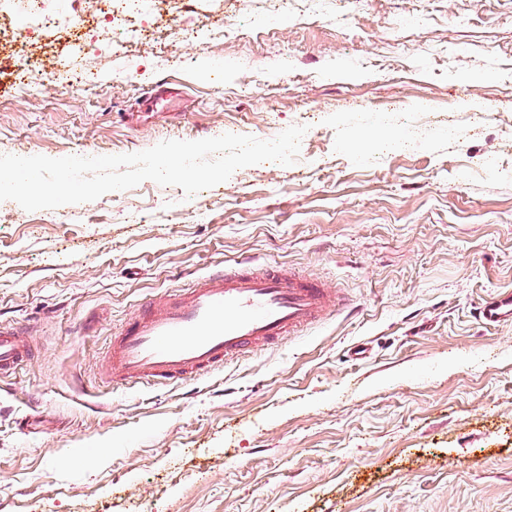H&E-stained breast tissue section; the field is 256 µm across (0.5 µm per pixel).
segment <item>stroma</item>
<instances>
[{"instance_id":"35a3bbf8","label":"stroma","mask_w":512,"mask_h":512,"mask_svg":"<svg viewBox=\"0 0 512 512\" xmlns=\"http://www.w3.org/2000/svg\"><path fill=\"white\" fill-rule=\"evenodd\" d=\"M137 42L89 54L81 96L0 76V154L140 152L306 126L292 165L194 196L146 180L29 212L0 202V321L36 357L0 378V512H512V0H336L223 36L267 0H148ZM198 33L185 42L181 29ZM0 54L50 70L74 29ZM249 258L354 309L186 383L117 384L114 333L146 298ZM366 345L352 359L350 346ZM45 421L17 422L31 408ZM478 319L487 326L512 324V292L501 291L477 306Z\"/></svg>"}]
</instances>
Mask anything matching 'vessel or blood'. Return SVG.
<instances>
[{
	"label": "vessel or blood",
	"mask_w": 512,
	"mask_h": 512,
	"mask_svg": "<svg viewBox=\"0 0 512 512\" xmlns=\"http://www.w3.org/2000/svg\"><path fill=\"white\" fill-rule=\"evenodd\" d=\"M343 303L339 291L318 278L241 261L141 304L115 335L106 373L120 382H187L297 335ZM477 316L487 326L512 324V292L483 299ZM23 334L18 325L0 324V376L31 360Z\"/></svg>",
	"instance_id": "vessel-or-blood-1"
}]
</instances>
